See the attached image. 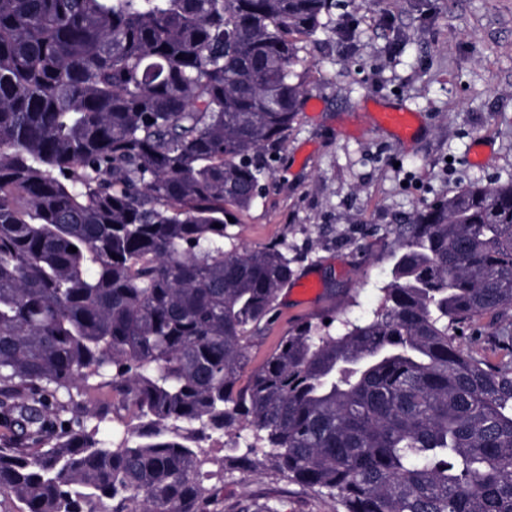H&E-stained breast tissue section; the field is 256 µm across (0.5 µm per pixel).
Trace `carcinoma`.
I'll return each mask as SVG.
<instances>
[{
    "mask_svg": "<svg viewBox=\"0 0 512 512\" xmlns=\"http://www.w3.org/2000/svg\"><path fill=\"white\" fill-rule=\"evenodd\" d=\"M333 5L0 0V493L22 512H221L245 463L343 512H512V180L396 225L371 317L295 324L245 372L294 258L224 248L229 219ZM104 387L133 420L112 447L83 411Z\"/></svg>",
    "mask_w": 512,
    "mask_h": 512,
    "instance_id": "carcinoma-1",
    "label": "carcinoma"
}]
</instances>
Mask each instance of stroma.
<instances>
[{
  "label": "stroma",
  "mask_w": 512,
  "mask_h": 512,
  "mask_svg": "<svg viewBox=\"0 0 512 512\" xmlns=\"http://www.w3.org/2000/svg\"><path fill=\"white\" fill-rule=\"evenodd\" d=\"M301 52L309 100L277 148L272 177L230 226L252 246L297 248L295 277L250 366L299 321L370 317L390 279V233L413 212L471 184L512 179V0H336ZM420 117L402 141L374 112ZM486 142L482 163L469 160ZM337 512L338 502L244 466L224 473V512L254 502Z\"/></svg>",
  "instance_id": "1"
}]
</instances>
